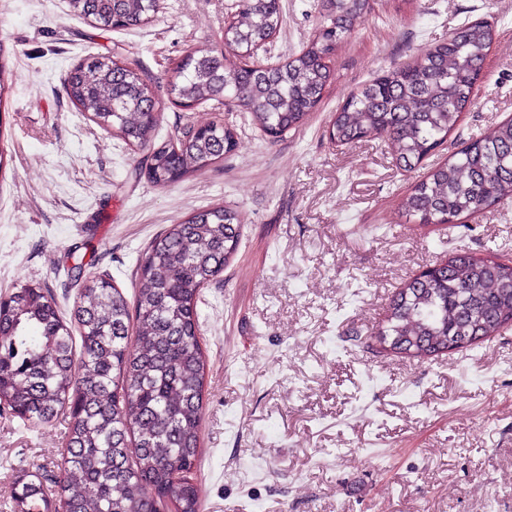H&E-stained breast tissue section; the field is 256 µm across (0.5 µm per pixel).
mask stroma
<instances>
[{
    "label": "stroma",
    "instance_id": "35a3bbf8",
    "mask_svg": "<svg viewBox=\"0 0 512 512\" xmlns=\"http://www.w3.org/2000/svg\"><path fill=\"white\" fill-rule=\"evenodd\" d=\"M234 0H162L145 26L104 31L68 0H0V295L47 288L63 309L67 270L110 275L126 297L138 261L168 225L230 206L241 244L201 288L206 356L200 512H512V327L435 359L381 353L374 336L409 276L452 250L512 256V200L451 225L402 217V196L449 153L512 119V0H373L338 44L322 102L299 130L265 137L230 101L169 103L167 74L191 51H221ZM326 0H280L263 64L300 52ZM492 25L484 79L447 143L413 169L385 137L330 142L332 116L358 87L446 39ZM137 61L163 100L156 142L222 118L237 148L169 188L145 153L69 101L64 80L90 55ZM67 424L0 410V512H18L26 472L61 478Z\"/></svg>",
    "mask_w": 512,
    "mask_h": 512
}]
</instances>
